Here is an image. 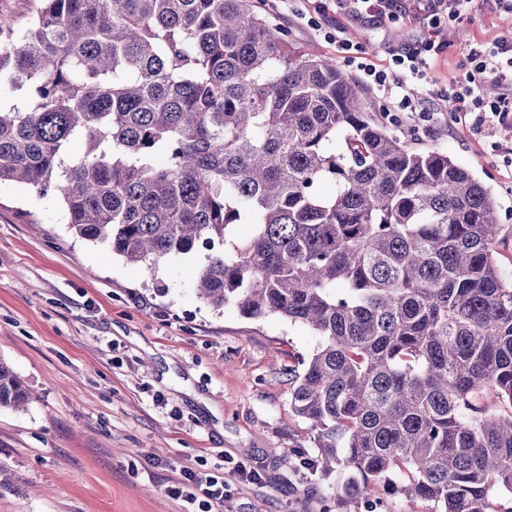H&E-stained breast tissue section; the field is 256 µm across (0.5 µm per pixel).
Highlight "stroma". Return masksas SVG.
Masks as SVG:
<instances>
[{"mask_svg":"<svg viewBox=\"0 0 512 512\" xmlns=\"http://www.w3.org/2000/svg\"><path fill=\"white\" fill-rule=\"evenodd\" d=\"M312 0H292L276 22L294 43L345 55L314 30ZM451 46L434 64L428 117L395 111L394 127L414 149L448 151L496 195L498 252L512 271V179L488 138L450 125L440 91L459 74L464 49L512 37V13L477 5L462 22L441 21ZM400 18L350 34L376 65L417 33ZM205 250L161 262L156 272L78 238L59 200L0 184V362L31 394L0 408V512H187L170 494L194 471L223 478L228 495L212 512H404L395 493L341 497L345 471L311 466L315 433L291 408L298 357L319 339L272 314L216 309L194 282Z\"/></svg>","mask_w":512,"mask_h":512,"instance_id":"35a3bbf8","label":"stroma"}]
</instances>
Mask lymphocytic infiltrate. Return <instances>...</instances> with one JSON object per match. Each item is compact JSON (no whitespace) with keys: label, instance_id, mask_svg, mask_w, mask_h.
Here are the masks:
<instances>
[{"label":"lymphocytic infiltrate","instance_id":"obj_1","mask_svg":"<svg viewBox=\"0 0 512 512\" xmlns=\"http://www.w3.org/2000/svg\"><path fill=\"white\" fill-rule=\"evenodd\" d=\"M475 0H315L314 11L323 18L337 17L333 42L350 53V62L362 82L384 96L394 98L397 108L416 112L407 88L428 81L434 60L450 46L441 36V20L467 18ZM407 16L417 20L420 30L409 42L393 49L392 70L377 68L362 56L346 24L350 21L384 24ZM461 74L444 90L454 104L451 120L461 132L486 134L494 129L512 131V39L497 38L464 56Z\"/></svg>","mask_w":512,"mask_h":512}]
</instances>
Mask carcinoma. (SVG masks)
<instances>
[{
    "instance_id": "1",
    "label": "carcinoma",
    "mask_w": 512,
    "mask_h": 512,
    "mask_svg": "<svg viewBox=\"0 0 512 512\" xmlns=\"http://www.w3.org/2000/svg\"><path fill=\"white\" fill-rule=\"evenodd\" d=\"M5 92L0 183L152 273L201 247L206 303L320 337L291 405L341 495L512 512V272L496 197L448 152L252 0H37L0 41ZM28 398L0 363V408Z\"/></svg>"
}]
</instances>
